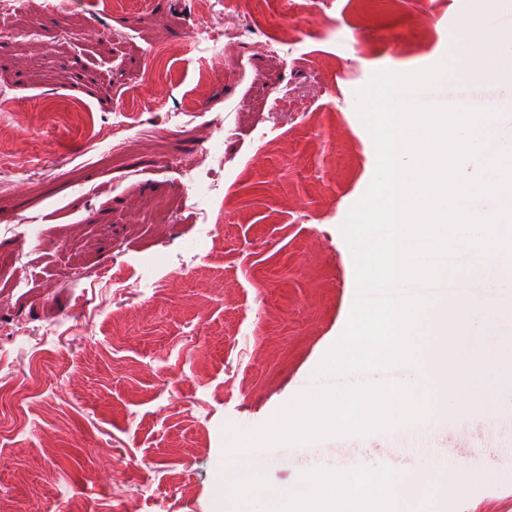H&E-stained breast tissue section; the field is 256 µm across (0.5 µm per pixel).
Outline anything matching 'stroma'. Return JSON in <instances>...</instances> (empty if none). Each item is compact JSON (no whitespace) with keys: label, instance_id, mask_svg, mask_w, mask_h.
<instances>
[{"label":"stroma","instance_id":"35a3bbf8","mask_svg":"<svg viewBox=\"0 0 512 512\" xmlns=\"http://www.w3.org/2000/svg\"><path fill=\"white\" fill-rule=\"evenodd\" d=\"M251 0L259 27L291 24L286 60L231 46L199 86L198 35L224 24L188 0H23L0 16V512H232L226 425L272 419L314 374L349 319L353 256L340 227L376 167L355 92L374 72H410L448 52L456 0ZM84 35L102 78L72 86ZM172 55H162L161 44ZM168 80L143 87V69ZM136 117L125 151L90 148L92 126ZM224 184L196 221L184 169L207 147ZM104 271L93 279V271ZM434 448L489 484L448 492V512H512V429L461 415ZM332 448L265 463L287 489ZM356 463L414 470L374 433ZM126 478L112 480L113 467Z\"/></svg>","mask_w":512,"mask_h":512}]
</instances>
